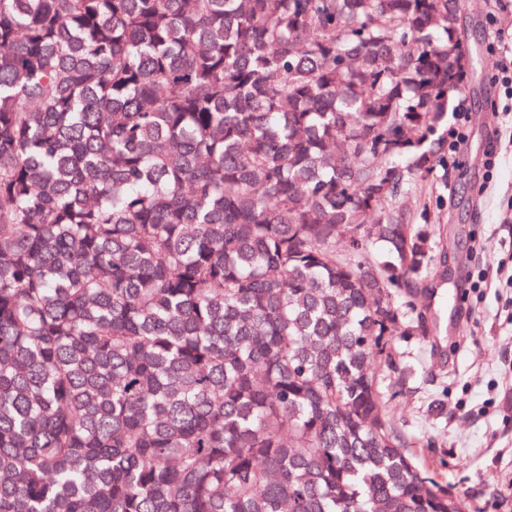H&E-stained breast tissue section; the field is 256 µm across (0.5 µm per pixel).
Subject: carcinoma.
Here are the masks:
<instances>
[{"instance_id": "carcinoma-1", "label": "carcinoma", "mask_w": 512, "mask_h": 512, "mask_svg": "<svg viewBox=\"0 0 512 512\" xmlns=\"http://www.w3.org/2000/svg\"><path fill=\"white\" fill-rule=\"evenodd\" d=\"M467 56L459 0H0V512H472L389 408Z\"/></svg>"}]
</instances>
